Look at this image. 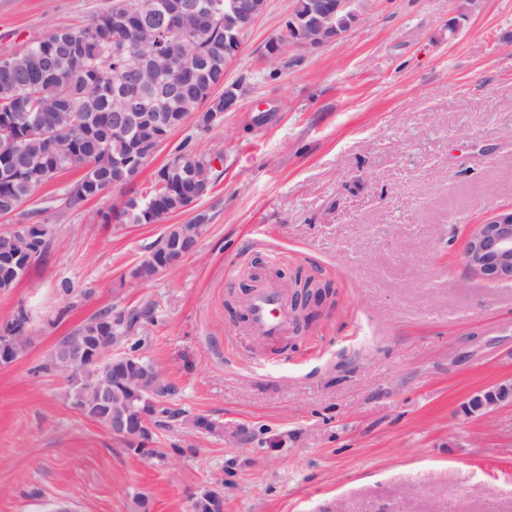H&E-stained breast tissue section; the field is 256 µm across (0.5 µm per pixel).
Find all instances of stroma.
Wrapping results in <instances>:
<instances>
[{"label":"stroma","instance_id":"35a3bbf8","mask_svg":"<svg viewBox=\"0 0 512 512\" xmlns=\"http://www.w3.org/2000/svg\"><path fill=\"white\" fill-rule=\"evenodd\" d=\"M112 0H0V55ZM295 0H267L224 81L241 88L220 126L173 131L132 189L71 206L69 170L13 224H42L44 250L0 324L28 316L25 353L0 365V512H512V404L466 415L512 379V282L462 261L477 224L512 206V0H360L315 50L266 46ZM264 123H257L258 115ZM224 153L197 207L190 255L133 277L167 224H102L150 190L182 143ZM332 281L308 330L255 336L231 290L262 274ZM133 315L136 350L175 388L181 416L146 458L75 410L55 345L98 313ZM224 425L212 436L191 421Z\"/></svg>","mask_w":512,"mask_h":512}]
</instances>
